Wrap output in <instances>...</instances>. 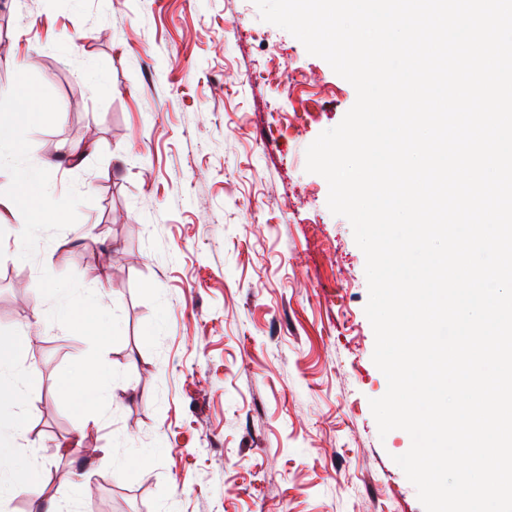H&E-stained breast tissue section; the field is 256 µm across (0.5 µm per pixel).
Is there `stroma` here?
Wrapping results in <instances>:
<instances>
[{
  "label": "stroma",
  "mask_w": 512,
  "mask_h": 512,
  "mask_svg": "<svg viewBox=\"0 0 512 512\" xmlns=\"http://www.w3.org/2000/svg\"><path fill=\"white\" fill-rule=\"evenodd\" d=\"M274 62L310 85L286 99ZM16 87L57 215L23 234L0 162V337L34 375L0 428L41 462L5 512H424L370 408L365 256L305 170L354 87L253 0H0L2 121ZM92 299L103 338L58 315ZM92 354L87 409L58 391ZM11 123L17 126H32L44 108L43 103L30 91L14 89ZM111 383L110 371L94 357L86 361V371L82 374L78 386L67 384L60 395L64 398L75 399L78 396L86 404H99L108 395Z\"/></svg>",
  "instance_id": "1"
}]
</instances>
